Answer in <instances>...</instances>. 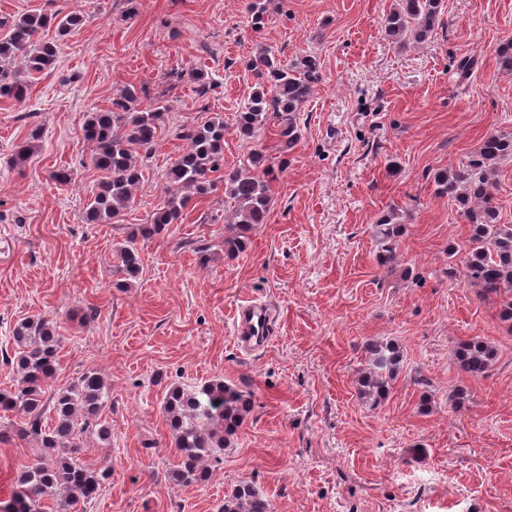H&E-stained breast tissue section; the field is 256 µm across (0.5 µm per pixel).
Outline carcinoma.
<instances>
[{"mask_svg":"<svg viewBox=\"0 0 512 512\" xmlns=\"http://www.w3.org/2000/svg\"><path fill=\"white\" fill-rule=\"evenodd\" d=\"M443 0H397L383 18L382 29L399 48L408 42H424L440 24ZM84 15L67 13L48 15L32 9L10 20L0 19V98L17 102L27 93L29 81L55 67L59 42L81 28ZM53 28L56 39L44 38ZM248 66L258 78L250 100L236 112L237 134L249 139L264 127L276 128L282 149H292L298 140L297 112L322 81L320 61L315 55H303L289 64L266 50ZM168 106L156 103L144 106L135 87H126L112 106L87 114L82 137L90 145V165L100 178L86 204L83 218L87 224H118L143 180L144 159L162 134ZM224 119L212 117L204 123L180 130L187 142L185 150L166 173L164 198L152 214L141 235L131 233L116 251L115 273L124 281L136 278L142 259L139 238L181 224L183 215L197 198L224 187L234 201L230 221L232 234L224 236V253L246 249L248 233L267 222L273 199L271 183L276 174L269 157L262 151L252 153L246 162L231 172L224 171ZM40 133L30 132L14 153L18 168L25 166L38 147ZM512 159V135L492 132L461 165H450L434 173L435 193L455 203L470 225V244L460 259L465 281L477 289L480 299L496 301L498 317L512 328V224L498 222L499 207L493 191L492 176L499 165ZM401 225L396 208L377 220L375 237L379 263L393 268L397 256ZM16 347L14 365L17 387L0 392V410L23 416V433L34 438L40 453L54 455L46 463L39 459L19 473L10 500L0 512H42V502H55L57 512H70L81 500L97 494L106 474L92 471L78 460L81 449L77 424L93 428L105 439L110 434L102 418L109 393L95 371L50 394L46 393L58 369L61 337L56 323L44 317H25L11 331ZM368 368L360 377L363 394L377 401L384 398L396 378L402 361L399 348L392 343L368 341ZM497 357L489 343L474 338L462 342L456 351L460 368L482 375ZM251 411V394L234 388L221 379L207 381L187 390L171 387L165 397L164 413L179 461L172 470L181 484L206 479L205 462L218 449L230 443L236 430ZM52 413L49 427L46 413ZM222 512H270L268 501L253 485L240 482L224 496Z\"/></svg>","mask_w":512,"mask_h":512,"instance_id":"cac0c4a2","label":"carcinoma"}]
</instances>
